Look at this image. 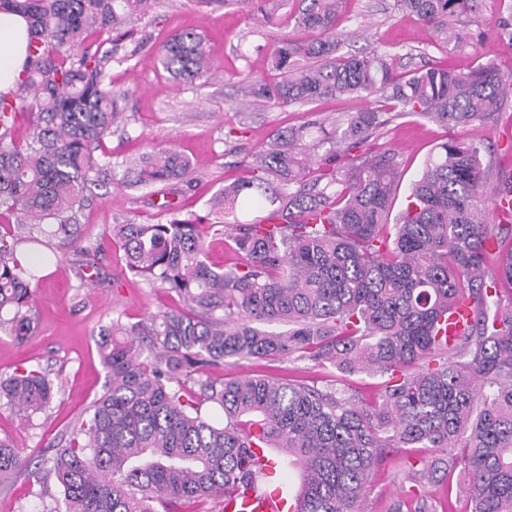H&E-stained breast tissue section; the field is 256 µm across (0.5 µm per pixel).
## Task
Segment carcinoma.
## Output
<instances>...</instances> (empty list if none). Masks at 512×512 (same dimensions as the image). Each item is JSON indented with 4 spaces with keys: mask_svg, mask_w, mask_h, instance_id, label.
I'll list each match as a JSON object with an SVG mask.
<instances>
[{
    "mask_svg": "<svg viewBox=\"0 0 512 512\" xmlns=\"http://www.w3.org/2000/svg\"><path fill=\"white\" fill-rule=\"evenodd\" d=\"M285 2L262 0L257 11L274 26ZM399 2L443 45L483 37L453 23L474 13L477 0ZM342 3L300 0L299 35L270 47L280 80L247 87L266 108L336 95L383 100L329 125L279 131L244 161L251 177L221 189L224 216L258 205L280 223L224 222L236 262L222 268L206 261L213 225L190 218L126 219L103 234L123 253L114 284L129 275L158 284L183 309L116 321L100 333L104 390L43 464L64 504L49 512H182L245 482L261 489L266 473L253 448H278L299 470L288 492L292 512H359L381 455L402 448L433 449L412 481L435 484L457 470L471 512H512V217L484 222L486 171L476 146L438 144L393 223L402 179L395 154L350 155L379 135L394 109L446 127L487 120L502 110L512 77L490 64L403 77L394 54H339ZM155 4L0 0V11L28 23L17 88L0 93V207L16 220L0 234V330L18 341L37 328L32 291L54 260L28 246L60 238L87 255L79 216L92 189L139 191L192 173L171 148L121 162L100 153L126 94L106 83L114 49L94 35ZM159 63L183 83L211 69L204 37L193 31L171 36ZM325 143L332 149L317 156ZM338 145L348 156L339 167ZM120 167L132 178L117 177ZM462 304L472 316L450 341L447 315ZM266 322L288 331L256 327ZM287 355L386 380L363 405L335 388L208 375L228 358ZM58 394L38 368L0 376V407L26 419ZM22 468L13 443L1 438L0 483Z\"/></svg>",
    "mask_w": 512,
    "mask_h": 512,
    "instance_id": "obj_1",
    "label": "carcinoma"
}]
</instances>
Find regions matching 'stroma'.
<instances>
[{
  "mask_svg": "<svg viewBox=\"0 0 512 512\" xmlns=\"http://www.w3.org/2000/svg\"><path fill=\"white\" fill-rule=\"evenodd\" d=\"M509 15L512 0H479L476 15L465 16L464 21L469 25L482 21L484 40L455 52L433 48L428 26L402 13L397 0H349L341 25V51L397 54L396 66L401 72L429 64L467 69L490 63L512 75V48L500 41L494 28L496 20ZM133 29L129 37H117L112 31L101 35L102 40L117 44V58L107 71V80L114 90L128 94L125 120L114 126L104 149L118 158H136L153 146L173 148L191 161L192 181L160 188L151 197L112 187L97 190L80 217L84 244L91 250L89 259L97 273L92 287L78 285L81 258L75 249L52 241L56 260L51 275L33 292L37 329L22 342L0 331V374L24 367L41 369L56 380L59 397L46 413L30 422L11 409H0V437L12 440L29 469L16 481L0 485V512H42L52 505V495L45 493L35 473L69 429L88 416L103 391L106 370L96 347L102 327L115 319L134 323L179 306L163 288L130 281L114 285L120 258L116 247L102 243L105 228L125 217L139 223L166 222L170 214L164 205L169 201L182 216L204 224L220 221L211 200L225 179L243 176V157L264 146L275 132L374 104L370 98L343 97L305 107L251 108L237 113L248 79H279L278 73L269 69L265 53L275 30L260 13L241 5L227 6L220 0L210 5L202 0H160ZM182 31L203 33L212 57V73L190 84L173 79L155 59L164 41ZM238 125L243 126V134L228 136V129ZM450 138L479 146L489 170L485 196L493 198L501 178L512 173V100L490 120L467 127L445 128L420 116H396L366 147L395 153L403 171L402 183L407 186L421 173L433 149ZM209 375L216 379L274 375L324 389L337 372L288 356L228 359ZM428 454V449L411 448L378 465L361 512H389L411 485L412 465Z\"/></svg>",
  "mask_w": 512,
  "mask_h": 512,
  "instance_id": "obj_1",
  "label": "stroma"
}]
</instances>
